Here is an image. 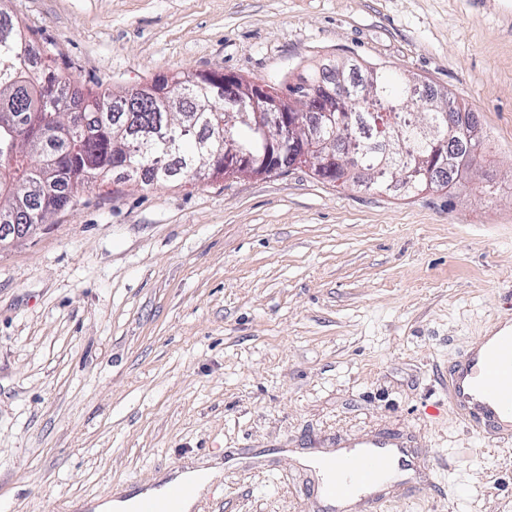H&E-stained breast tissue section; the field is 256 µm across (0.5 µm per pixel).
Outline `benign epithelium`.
Returning a JSON list of instances; mask_svg holds the SVG:
<instances>
[{
    "label": "benign epithelium",
    "instance_id": "1",
    "mask_svg": "<svg viewBox=\"0 0 512 512\" xmlns=\"http://www.w3.org/2000/svg\"><path fill=\"white\" fill-rule=\"evenodd\" d=\"M205 76L213 81L215 99L237 105V109L226 111V121L231 125L236 122L257 124L264 131L265 143L259 154L250 155L242 153L236 143L227 138L223 152L213 155L204 170L193 171L196 177L273 174L288 166L289 155L296 151L301 141L320 145V152L308 161V165L325 178L342 180L349 169L360 166L358 151L354 149L347 151L341 159L336 156V126L352 124V113L344 111L342 100L336 98L333 90L324 88V96L317 99L312 95L311 82L303 77L295 83L293 98L286 101L256 81L216 71L207 72ZM444 127L448 128V134L442 136L440 130ZM417 130L422 138L434 142V153L423 164V173H428L433 164L456 167L457 154L452 143L457 140L458 116L445 112L427 114ZM38 142L36 136L27 139L31 152L40 157L41 180L32 187L33 193L40 191L57 174L56 166L43 155ZM23 213L25 207L21 201L8 211L9 219L15 225L0 232V244L10 237L24 238L36 231L34 227L17 223V217Z\"/></svg>",
    "mask_w": 512,
    "mask_h": 512
}]
</instances>
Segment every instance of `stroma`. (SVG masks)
<instances>
[{"label":"stroma","mask_w":512,"mask_h":512,"mask_svg":"<svg viewBox=\"0 0 512 512\" xmlns=\"http://www.w3.org/2000/svg\"><path fill=\"white\" fill-rule=\"evenodd\" d=\"M73 85L219 71L286 91L329 61L472 113L451 192L115 176L0 247V512H95L216 466L222 512H322L305 456L384 434L382 512H512V445L448 405V369L512 317V0H10Z\"/></svg>","instance_id":"stroma-1"}]
</instances>
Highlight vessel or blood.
I'll use <instances>...</instances> for the list:
<instances>
[{
  "instance_id": "1",
  "label": "vessel or blood",
  "mask_w": 512,
  "mask_h": 512,
  "mask_svg": "<svg viewBox=\"0 0 512 512\" xmlns=\"http://www.w3.org/2000/svg\"><path fill=\"white\" fill-rule=\"evenodd\" d=\"M448 402L473 427L495 439L512 441V325L502 324L492 335L463 353L448 381ZM406 452L386 438L367 439L341 455L326 456L325 498L352 501L365 512H380L384 479ZM190 484H177L160 500L146 497L136 512H183Z\"/></svg>"
}]
</instances>
